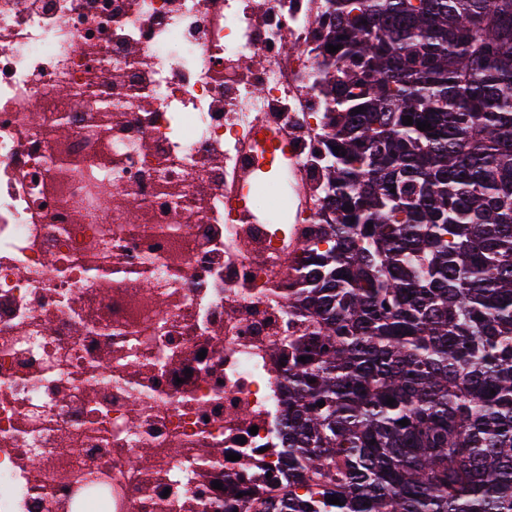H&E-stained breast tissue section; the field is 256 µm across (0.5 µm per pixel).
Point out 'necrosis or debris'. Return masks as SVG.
I'll return each instance as SVG.
<instances>
[{
    "instance_id": "4bbe7bcc",
    "label": "necrosis or debris",
    "mask_w": 512,
    "mask_h": 512,
    "mask_svg": "<svg viewBox=\"0 0 512 512\" xmlns=\"http://www.w3.org/2000/svg\"><path fill=\"white\" fill-rule=\"evenodd\" d=\"M322 2L0 0V512L269 490L334 221Z\"/></svg>"
}]
</instances>
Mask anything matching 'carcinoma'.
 <instances>
[{
  "label": "carcinoma",
  "instance_id": "obj_1",
  "mask_svg": "<svg viewBox=\"0 0 512 512\" xmlns=\"http://www.w3.org/2000/svg\"><path fill=\"white\" fill-rule=\"evenodd\" d=\"M324 2L336 221L252 512H512V0Z\"/></svg>",
  "mask_w": 512,
  "mask_h": 512
}]
</instances>
